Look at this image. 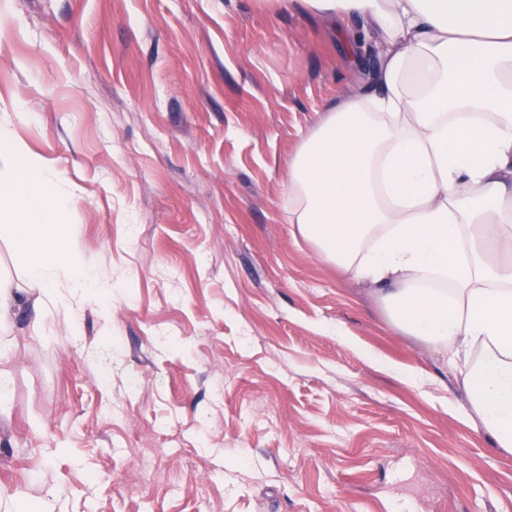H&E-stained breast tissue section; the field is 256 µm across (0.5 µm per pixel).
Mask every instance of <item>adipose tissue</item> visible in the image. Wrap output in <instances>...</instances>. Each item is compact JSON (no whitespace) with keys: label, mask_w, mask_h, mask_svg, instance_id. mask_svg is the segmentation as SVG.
Instances as JSON below:
<instances>
[{"label":"adipose tissue","mask_w":512,"mask_h":512,"mask_svg":"<svg viewBox=\"0 0 512 512\" xmlns=\"http://www.w3.org/2000/svg\"><path fill=\"white\" fill-rule=\"evenodd\" d=\"M342 23L378 50L358 90L326 105L288 164V221L371 285L389 322L461 369L468 413L512 453V0H269ZM62 179L0 185L20 277L69 276L38 310L77 316L90 285L53 220Z\"/></svg>","instance_id":"1"}]
</instances>
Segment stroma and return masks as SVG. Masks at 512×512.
<instances>
[{
    "label": "stroma",
    "instance_id": "stroma-1",
    "mask_svg": "<svg viewBox=\"0 0 512 512\" xmlns=\"http://www.w3.org/2000/svg\"><path fill=\"white\" fill-rule=\"evenodd\" d=\"M258 0H0V118L61 173L89 280L71 337L0 325V512H512L459 369L286 211L288 163L362 76Z\"/></svg>",
    "mask_w": 512,
    "mask_h": 512
}]
</instances>
